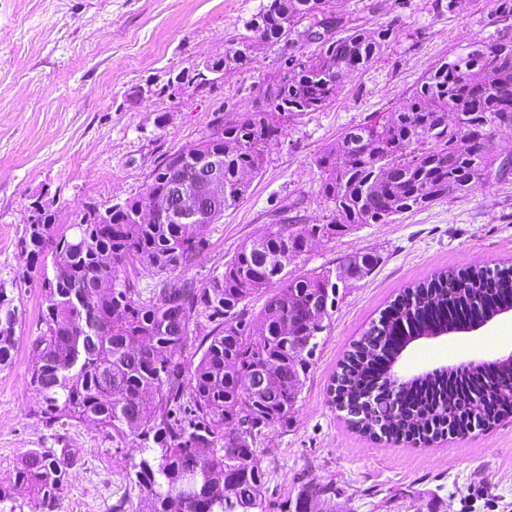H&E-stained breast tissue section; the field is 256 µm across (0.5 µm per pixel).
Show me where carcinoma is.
Listing matches in <instances>:
<instances>
[{
    "label": "carcinoma",
    "mask_w": 512,
    "mask_h": 512,
    "mask_svg": "<svg viewBox=\"0 0 512 512\" xmlns=\"http://www.w3.org/2000/svg\"><path fill=\"white\" fill-rule=\"evenodd\" d=\"M325 0H267L244 23L257 22L264 38L236 43L224 62L246 64L260 44L283 39L315 45L311 52L280 61L265 90L266 108L239 121L216 119L198 143L194 162L215 152L224 157V210L248 194L249 178L259 174L288 119L320 112L346 80L381 57L393 28L347 26L327 15ZM465 116L457 132L440 119ZM512 129V37L475 42L437 60L406 100L388 114H377L345 129L316 158L319 193L332 205L334 225L387 224L396 216L467 195L508 170L497 165L492 139ZM173 153L152 171L138 196L112 205V223L84 222L75 213L70 234H55L56 213L45 206L41 223L26 224L17 249L25 269L41 267L49 304L41 314L43 331L32 344L30 382L45 418L91 420L100 427L152 440L140 448L132 469L152 496L153 512H271L262 494L265 473L245 432L256 426H289L313 360L289 353L285 336L302 342L313 334L301 303L324 298L336 309L341 283L366 278L379 258L371 252L346 254L334 268L305 274L288 270L302 254L289 245L310 237L313 225L271 224L207 281L183 275L206 247L200 224L138 223L135 213L184 171ZM59 272H47V256ZM139 266L158 280L149 296L120 280L119 272ZM468 284L461 285L462 280ZM461 278L440 272L405 290L354 344L339 364L333 401L357 431L381 434L392 443H428L439 431L434 421L451 419L459 435L470 433L463 402L493 426L512 414L480 397L512 387V359L477 365L460 376H415L400 389V409L371 399L376 386L391 379L403 344L400 336L425 337L459 329L461 318L480 325L512 309V266L474 269ZM264 298L258 313L253 298ZM465 316H460V313ZM214 324L197 338L198 320ZM18 306L0 288V367L12 364ZM199 342L201 356L184 362L177 352ZM193 407L182 408L184 393ZM75 453L56 457L30 450L12 480L0 482V512H16L14 491H28L39 512L54 509ZM342 492L309 479L281 512H310L321 499L336 512Z\"/></svg>",
    "instance_id": "1"
}]
</instances>
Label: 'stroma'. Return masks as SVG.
Wrapping results in <instances>:
<instances>
[{
  "label": "stroma",
  "instance_id": "obj_1",
  "mask_svg": "<svg viewBox=\"0 0 512 512\" xmlns=\"http://www.w3.org/2000/svg\"><path fill=\"white\" fill-rule=\"evenodd\" d=\"M263 0H0V284L19 308L13 363L0 368V481L32 449L76 453L54 512H125L151 507L132 470L140 441L87 421L46 422L30 385L32 342L48 304L40 270H24L17 241L31 202L48 203L59 223L77 207H108L143 191L164 156L197 144L215 118L264 106L263 88L286 42L263 46L249 65L201 89L177 90V74L222 57ZM330 0L352 24H391L388 50L355 74L319 112L290 118L281 144L245 199L206 231L188 272L205 281L270 224H324L315 157L341 131L399 105L444 55L512 34L491 0ZM355 251L379 262L344 290L324 333L287 429L255 442L263 491L294 500L301 479L336 483L344 512H512V416L492 429L428 445H391L351 429L330 389L337 363L404 288L440 270L512 262V175L470 194L324 238L296 258L304 273ZM512 353V312L470 333L411 344L394 370L411 375Z\"/></svg>",
  "mask_w": 512,
  "mask_h": 512
}]
</instances>
